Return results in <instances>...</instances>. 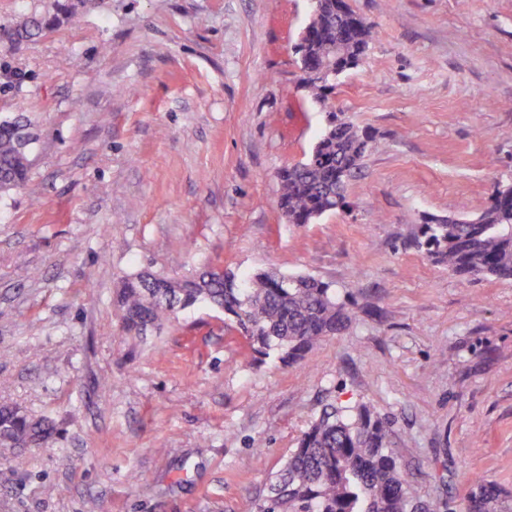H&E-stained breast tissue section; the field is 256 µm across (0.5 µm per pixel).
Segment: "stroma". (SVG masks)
Instances as JSON below:
<instances>
[{"label":"stroma","mask_w":512,"mask_h":512,"mask_svg":"<svg viewBox=\"0 0 512 512\" xmlns=\"http://www.w3.org/2000/svg\"><path fill=\"white\" fill-rule=\"evenodd\" d=\"M374 27L330 99L376 143L346 209L291 224L277 170L325 124L293 51L310 0H0V121L32 124L29 182L0 195V404L53 419L0 447V512H255L324 405L366 403L424 498L512 508V281L449 275L421 214L476 217L512 183V0H346ZM309 274L352 322L296 366L255 363L221 311L118 335V281L214 262ZM46 15H32L8 30L1 31V40L11 42L31 40L38 37L51 24ZM502 500V491L494 483H477L468 498L469 512H498Z\"/></svg>","instance_id":"1"}]
</instances>
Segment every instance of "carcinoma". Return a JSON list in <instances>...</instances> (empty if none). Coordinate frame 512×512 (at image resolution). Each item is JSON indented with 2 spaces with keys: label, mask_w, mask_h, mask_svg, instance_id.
Segmentation results:
<instances>
[{
  "label": "carcinoma",
  "mask_w": 512,
  "mask_h": 512,
  "mask_svg": "<svg viewBox=\"0 0 512 512\" xmlns=\"http://www.w3.org/2000/svg\"><path fill=\"white\" fill-rule=\"evenodd\" d=\"M316 17L299 46L308 74L305 90L327 108L326 125L306 159L277 172V206L290 224H311L346 207L345 187L360 170L374 137L329 105L336 81L324 73L359 66L373 40V26L345 0H316ZM50 26L32 15L8 30L3 40L38 37ZM19 121L0 122V193L27 185L33 138ZM412 246L454 276L512 280V185L495 190L490 204L473 219L427 215ZM114 303L124 336L141 337L179 309L206 303L245 339L254 360L275 352L280 361L299 363L322 338L353 319L350 304L333 285L312 275L257 269L244 278L209 266L192 278L139 272L123 278ZM388 419L373 407L330 406L308 424L282 466L270 479L268 496L256 512H449L448 501L423 500L413 491L389 448ZM57 428L19 407L0 405V447L26 448L53 440ZM502 491L477 483L468 512H499Z\"/></svg>",
  "instance_id": "obj_1"
}]
</instances>
